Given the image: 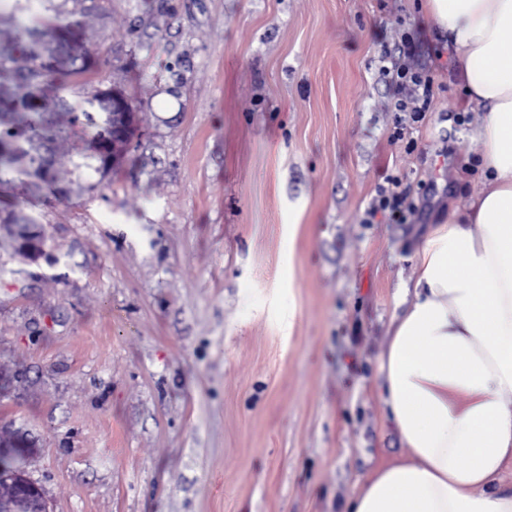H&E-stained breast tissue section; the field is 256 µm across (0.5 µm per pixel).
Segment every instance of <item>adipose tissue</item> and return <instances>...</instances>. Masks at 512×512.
<instances>
[{"label":"adipose tissue","mask_w":512,"mask_h":512,"mask_svg":"<svg viewBox=\"0 0 512 512\" xmlns=\"http://www.w3.org/2000/svg\"><path fill=\"white\" fill-rule=\"evenodd\" d=\"M485 111L483 191L415 248L413 302L380 356L385 415L407 450L345 512H512V0H426Z\"/></svg>","instance_id":"adipose-tissue-1"}]
</instances>
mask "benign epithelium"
<instances>
[{
  "mask_svg": "<svg viewBox=\"0 0 512 512\" xmlns=\"http://www.w3.org/2000/svg\"><path fill=\"white\" fill-rule=\"evenodd\" d=\"M116 113L112 124V134L98 138L106 151L112 154V165L124 160L128 131L136 125V113L127 100L114 93ZM17 247L19 251L36 260L46 253L45 238L40 229L21 231ZM37 443L25 433H16L12 437L0 436V455L6 464L0 465V502L7 512H49L48 498L44 487L29 475L22 462L35 455Z\"/></svg>",
  "mask_w": 512,
  "mask_h": 512,
  "instance_id": "7a95c632",
  "label": "benign epithelium"
}]
</instances>
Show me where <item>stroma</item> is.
Returning a JSON list of instances; mask_svg holds the SVG:
<instances>
[{
    "label": "stroma",
    "instance_id": "1",
    "mask_svg": "<svg viewBox=\"0 0 512 512\" xmlns=\"http://www.w3.org/2000/svg\"><path fill=\"white\" fill-rule=\"evenodd\" d=\"M81 9L76 86L122 91L138 131L82 190L90 133L54 112V191L0 183L51 253L19 261L0 231V430L37 438L50 512H343L406 454L375 382L412 252L483 188L457 51L424 0ZM405 33L435 96L395 142L380 57ZM391 176L411 211L366 223ZM92 161H97L99 163L98 166H94ZM102 154L97 151L94 152L88 146L86 150L77 152L72 159V166L74 172L78 174H82L85 171H94V172H102L104 173L106 168L110 165Z\"/></svg>",
    "mask_w": 512,
    "mask_h": 512
}]
</instances>
